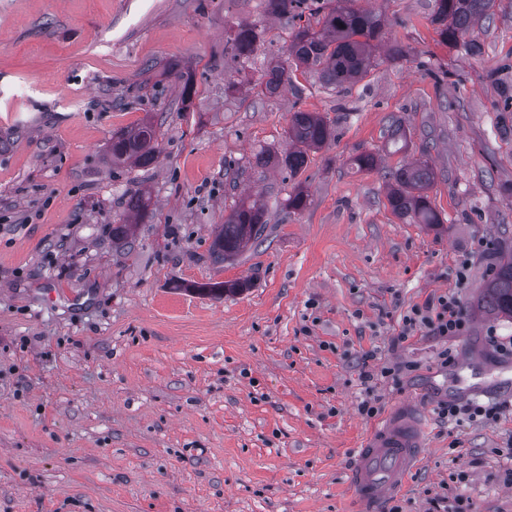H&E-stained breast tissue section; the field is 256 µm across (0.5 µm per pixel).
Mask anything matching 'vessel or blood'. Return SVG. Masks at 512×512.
<instances>
[{"label": "vessel or blood", "instance_id": "obj_1", "mask_svg": "<svg viewBox=\"0 0 512 512\" xmlns=\"http://www.w3.org/2000/svg\"><path fill=\"white\" fill-rule=\"evenodd\" d=\"M425 446L420 405L395 406L366 437L352 465L351 485L363 512H374L381 499L401 484L407 470L419 463Z\"/></svg>", "mask_w": 512, "mask_h": 512}]
</instances>
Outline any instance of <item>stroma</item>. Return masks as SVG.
<instances>
[{
	"instance_id": "obj_1",
	"label": "stroma",
	"mask_w": 512,
	"mask_h": 512,
	"mask_svg": "<svg viewBox=\"0 0 512 512\" xmlns=\"http://www.w3.org/2000/svg\"><path fill=\"white\" fill-rule=\"evenodd\" d=\"M357 4L384 21L368 76L339 93L302 68L268 98L259 84L298 21L266 0H0V512H358L361 440L414 399L428 448L376 512L456 494L469 512H512V361L491 343L512 320L475 307L512 258V112L486 77L512 65V9L475 26L473 55L439 43L433 0ZM241 24L259 33L247 62L225 48ZM393 44L406 58L389 59ZM173 67L193 76L190 103ZM298 110L334 139L297 176L250 169L287 148ZM147 116L156 162L112 166L113 133ZM364 151L376 169L353 166ZM420 157L438 226L388 205L386 172ZM298 183L309 203L293 212ZM137 189L151 207L133 247L113 245ZM257 195L267 242L214 263L225 214ZM235 280L248 290L219 299L180 288ZM448 292L464 330L396 344L404 316ZM474 384L485 392L466 403L502 404L499 417L442 419Z\"/></svg>"
}]
</instances>
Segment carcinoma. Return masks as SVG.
<instances>
[{
  "label": "carcinoma",
  "instance_id": "obj_1",
  "mask_svg": "<svg viewBox=\"0 0 512 512\" xmlns=\"http://www.w3.org/2000/svg\"><path fill=\"white\" fill-rule=\"evenodd\" d=\"M273 13L302 18L304 13L319 0H267ZM512 7V0H434L432 23L436 25L439 42L450 47L466 45V36L478 19H489L494 9L502 5ZM320 28L310 25L294 29L288 46L289 55L297 67L317 70L324 84L346 90L363 79L372 67L375 43L380 41L382 21L378 13L357 8L353 0H339L329 8L319 22ZM258 34L253 25H240L230 38L233 55L249 61L257 49ZM501 69L488 71L487 78L500 83L504 110L512 112V83L500 77ZM181 85V98L188 103L194 93V80L188 73L174 72ZM293 84L291 72L282 63H269L261 82V94L279 95ZM335 129L317 112L297 111L292 114L288 129L290 147L283 152L261 149L254 153L252 167L264 169L275 165L298 174L306 165L308 153L321 149L334 137ZM112 164H133L149 167L158 156L157 128L148 117L139 123L113 133L109 147ZM389 190L387 200L392 212L401 219L415 224H439V213L433 207L429 191L436 175L429 164L422 160L407 163L387 174ZM151 206L149 194L138 191L128 201V211L135 216L147 213ZM268 224L266 204L259 198H243L224 216V224L217 232L211 248L213 261L222 264L235 261L249 247L265 242ZM135 225L119 219L112 225V243H132ZM247 281L209 282L184 284L182 288L221 298L247 290ZM477 306L488 316L512 319V260L502 263L495 275L486 282Z\"/></svg>",
  "mask_w": 512,
  "mask_h": 512
}]
</instances>
